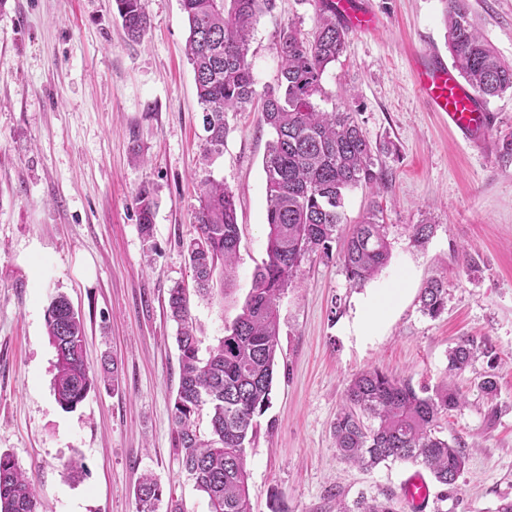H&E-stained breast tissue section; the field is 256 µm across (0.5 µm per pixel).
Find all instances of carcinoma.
Wrapping results in <instances>:
<instances>
[{"label":"carcinoma","instance_id":"cac0c4a2","mask_svg":"<svg viewBox=\"0 0 512 512\" xmlns=\"http://www.w3.org/2000/svg\"><path fill=\"white\" fill-rule=\"evenodd\" d=\"M125 36L139 42L150 26L142 0H113ZM188 21L186 55L192 65L208 151L224 148L226 114L243 112L256 97L249 60L260 18L276 0H180ZM448 52L460 76L487 102L512 91V64L503 61L474 25L465 0H443ZM348 29L336 7L320 0L315 28L307 36L294 25L281 29L275 51L277 83L262 96L259 123L273 133L263 159L267 197V261L252 281L240 313L224 336L200 355L201 340L191 316V294L206 296L218 278L232 276L240 244L237 204L224 182H201L196 235L186 245L194 288L181 283L168 291L170 317L178 324L179 387L172 421L181 467L202 494L208 512H252L246 469L247 448L256 437L255 418L271 403L279 350L278 302L302 259L329 254L347 223V192L379 184L374 147L351 113L321 108L328 94L327 68L343 54ZM140 234H153L156 200L148 184L134 198ZM372 207L345 237L341 261L349 281L362 286L391 258L387 225ZM421 311L432 318L448 302V289L431 281L419 295ZM47 335L55 350L53 395L64 411L76 409L103 383L119 387L117 360L103 359L101 372L84 358L85 326L68 298L59 294L47 307ZM474 339L462 338L448 352V373L470 365ZM462 395L445 384L430 393L374 369L351 379L333 423L341 460L365 470L387 462L427 469L448 493L464 470L460 443L437 434L439 416L461 407ZM138 512H157L163 488L144 475L135 490ZM37 486L15 458L0 452V512H38ZM337 512H396L393 500L364 498Z\"/></svg>","mask_w":512,"mask_h":512}]
</instances>
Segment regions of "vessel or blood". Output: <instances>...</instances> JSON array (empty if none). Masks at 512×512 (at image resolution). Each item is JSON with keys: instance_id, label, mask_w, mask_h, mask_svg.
I'll return each mask as SVG.
<instances>
[{"instance_id": "b4317fda", "label": "vessel or blood", "mask_w": 512, "mask_h": 512, "mask_svg": "<svg viewBox=\"0 0 512 512\" xmlns=\"http://www.w3.org/2000/svg\"><path fill=\"white\" fill-rule=\"evenodd\" d=\"M336 14L349 28L371 32L380 25L379 18L368 11L360 0H335ZM415 85L431 111L441 113L450 128L464 139L478 138L490 122V112L457 71L442 58L415 57ZM405 498L413 512H426L429 487L422 475L408 477L403 486Z\"/></svg>"}]
</instances>
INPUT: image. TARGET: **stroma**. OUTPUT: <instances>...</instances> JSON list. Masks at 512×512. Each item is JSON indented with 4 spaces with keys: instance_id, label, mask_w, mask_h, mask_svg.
<instances>
[{
    "instance_id": "35a3bbf8",
    "label": "stroma",
    "mask_w": 512,
    "mask_h": 512,
    "mask_svg": "<svg viewBox=\"0 0 512 512\" xmlns=\"http://www.w3.org/2000/svg\"><path fill=\"white\" fill-rule=\"evenodd\" d=\"M372 33L349 32L324 74V109L352 112L372 145L377 189L346 198L356 223L379 203L389 264L361 287L338 258L305 257L279 302V350L269 408L257 419L246 467L253 512H336L337 501L402 492L416 467L372 471L340 461L332 425L352 377L379 368L435 390L450 383L464 405L441 417L442 437L465 445L457 490L427 512H496L512 499V92L490 99L482 144L464 142L417 93L410 60L447 55L442 0H369ZM151 25L127 40L112 0H5L0 6V452L11 453L41 492L39 512H137L135 487L152 474L186 512H208L181 471L171 407L179 383L177 325L168 290L191 282L184 248L195 233L198 186L213 178L237 197L241 241L231 286L191 300L202 348L217 344L266 258L263 157L271 138L256 112L228 114L221 152L206 151L202 110L185 56L179 0H142ZM476 26L512 63V0H467ZM315 0H277L261 17L249 59L255 89L276 84L278 30L310 31ZM150 184L154 232L138 231L134 195ZM430 224L426 247L411 237ZM466 261H458V253ZM432 279L448 288L438 317L419 309ZM65 294L85 324L87 364L121 363L118 389L92 391L72 412L56 404L55 351L46 310ZM389 303L367 320V303ZM491 348L449 376L463 337ZM494 371L498 390L478 387ZM81 458V477L63 464Z\"/></svg>"
}]
</instances>
